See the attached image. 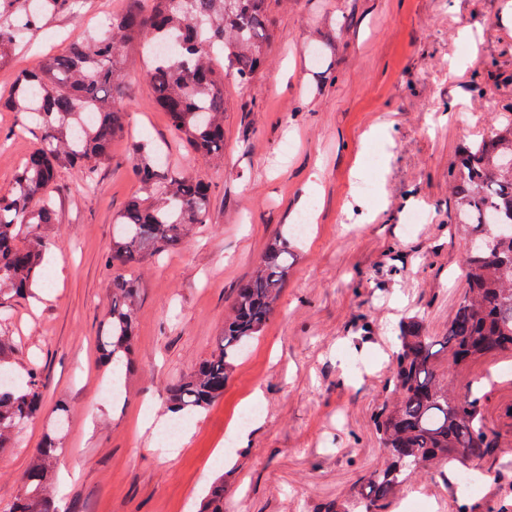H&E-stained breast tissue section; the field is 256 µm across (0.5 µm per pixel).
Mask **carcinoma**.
I'll return each instance as SVG.
<instances>
[{"label": "carcinoma", "mask_w": 512, "mask_h": 512, "mask_svg": "<svg viewBox=\"0 0 512 512\" xmlns=\"http://www.w3.org/2000/svg\"><path fill=\"white\" fill-rule=\"evenodd\" d=\"M79 0H0V66L27 43L49 15ZM270 0H147L107 19L109 35L77 38L35 71L20 75L0 104L19 113V131L39 132L10 188L0 191V299L30 300L45 277V229L55 223L46 189L63 168L79 167L93 184L109 160L112 142L125 135L122 56L136 46L148 62L155 103L177 137L195 154L224 163V80L247 87L262 70L274 38ZM141 193L114 219L110 267L131 268L178 248L209 220L210 186L167 162L146 140L132 144ZM448 188L457 223L469 242L468 275L448 329L429 335L422 318L399 327L386 398L373 414L385 457L354 494L323 512H393L412 482L452 465L480 469L497 452L481 399L458 397L444 373L512 346V113L493 118L487 131L460 145ZM293 258L287 238L266 244L252 274L235 289L222 336L205 359L169 385L165 411L190 419L223 394L237 362L272 315ZM112 305L98 336L97 361L130 368L137 350L140 288L124 272L112 277ZM10 339L0 335V456L15 447L18 430L44 406L38 366H19ZM64 400L22 476L8 512H59L55 466L64 452ZM199 512H224V475L210 485Z\"/></svg>", "instance_id": "1"}]
</instances>
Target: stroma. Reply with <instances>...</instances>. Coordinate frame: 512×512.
<instances>
[{"instance_id": "1", "label": "stroma", "mask_w": 512, "mask_h": 512, "mask_svg": "<svg viewBox=\"0 0 512 512\" xmlns=\"http://www.w3.org/2000/svg\"><path fill=\"white\" fill-rule=\"evenodd\" d=\"M129 4L83 0L55 13L31 48L0 67V95ZM271 14L268 65L250 88L224 85L223 166L179 144L132 49L118 101L128 133L113 141L96 187L86 190L70 168L50 186V276L38 301H0V332L14 340L16 363L40 366L45 396L43 412L0 457V512L60 399L69 414L58 497L81 512H197L216 448L242 423L250 444L228 458L235 472L224 512H322L382 461L371 418L386 397L398 326L417 314L442 335L465 285L468 243L448 203V171L459 143L486 131L487 112L512 110V0H272ZM327 15L349 21L332 56L316 43ZM326 70L335 82L309 95ZM18 120L0 107V191L36 145L15 135ZM137 139L166 146L209 182L212 209L196 238L137 269L139 352L126 400L115 405L101 396L96 341L111 303L113 217L138 189ZM308 208L312 230L291 243L294 262L261 336L223 396L165 452L157 433L167 387L211 353L266 243ZM413 210L424 223H408ZM366 320L375 332L364 341ZM451 379L459 394L472 382L485 393L500 452L481 471L478 494L462 496L436 474L413 493L433 512H456L460 497L473 512H512V352L456 368Z\"/></svg>"}]
</instances>
